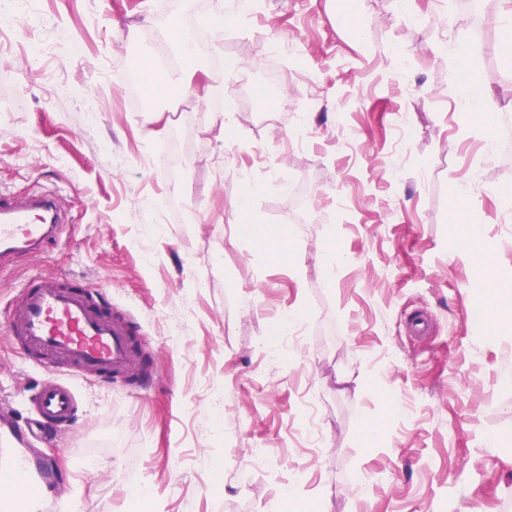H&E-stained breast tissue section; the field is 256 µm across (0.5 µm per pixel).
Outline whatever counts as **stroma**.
Listing matches in <instances>:
<instances>
[{
    "mask_svg": "<svg viewBox=\"0 0 512 512\" xmlns=\"http://www.w3.org/2000/svg\"><path fill=\"white\" fill-rule=\"evenodd\" d=\"M509 16L512 0H497L481 40L457 0L15 12L0 49V190L58 192L67 221L8 278L91 284L149 359L133 384L74 381V423L38 448L63 504L124 512L146 485L154 512H512V144L494 145L448 92L466 45L486 107L512 129ZM182 23L213 41L196 91L134 115L130 60ZM272 66L295 84L272 87L281 105L263 122L239 74L258 84ZM172 190L197 223L153 206ZM241 198L266 245L234 234ZM483 236L502 286L492 303L462 248ZM292 312L296 332L280 330ZM45 377L0 334V403L16 426Z\"/></svg>",
    "mask_w": 512,
    "mask_h": 512,
    "instance_id": "stroma-1",
    "label": "stroma"
}]
</instances>
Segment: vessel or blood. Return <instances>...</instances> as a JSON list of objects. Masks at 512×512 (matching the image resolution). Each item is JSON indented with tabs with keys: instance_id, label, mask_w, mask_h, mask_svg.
I'll return each mask as SVG.
<instances>
[{
	"instance_id": "vessel-or-blood-1",
	"label": "vessel or blood",
	"mask_w": 512,
	"mask_h": 512,
	"mask_svg": "<svg viewBox=\"0 0 512 512\" xmlns=\"http://www.w3.org/2000/svg\"><path fill=\"white\" fill-rule=\"evenodd\" d=\"M62 220L55 193L0 191V273L16 257L55 243ZM5 334L31 365L50 374L37 394L38 418L31 428L36 437L69 422L76 409L73 387L52 376L56 367L69 366L84 378H109L134 373L140 363L139 351L129 342V320L104 314L91 291L62 279L35 275L24 282L7 312ZM8 463L22 494L42 496L50 479L47 471L17 453L9 455Z\"/></svg>"
}]
</instances>
